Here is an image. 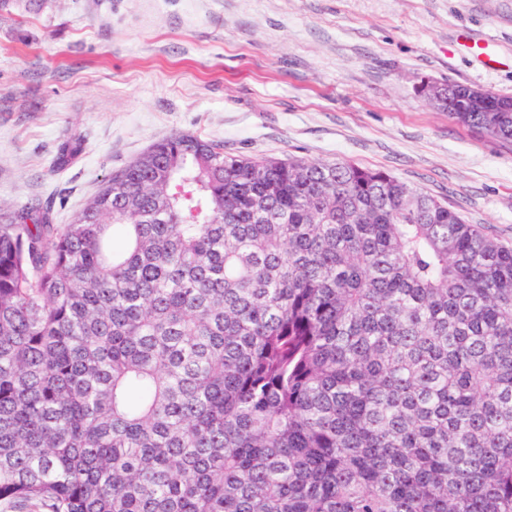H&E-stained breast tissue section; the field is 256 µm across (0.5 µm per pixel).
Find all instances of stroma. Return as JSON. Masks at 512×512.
I'll return each instance as SVG.
<instances>
[{
  "label": "stroma",
  "mask_w": 512,
  "mask_h": 512,
  "mask_svg": "<svg viewBox=\"0 0 512 512\" xmlns=\"http://www.w3.org/2000/svg\"><path fill=\"white\" fill-rule=\"evenodd\" d=\"M445 82L512 97V0H0V205L70 223L190 133L385 171L512 248V142L434 109Z\"/></svg>",
  "instance_id": "stroma-1"
}]
</instances>
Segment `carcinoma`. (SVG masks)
Instances as JSON below:
<instances>
[{"mask_svg": "<svg viewBox=\"0 0 512 512\" xmlns=\"http://www.w3.org/2000/svg\"><path fill=\"white\" fill-rule=\"evenodd\" d=\"M425 95L512 141V98ZM512 512V248L381 170L190 133L0 207V503Z\"/></svg>", "mask_w": 512, "mask_h": 512, "instance_id": "cac0c4a2", "label": "carcinoma"}]
</instances>
